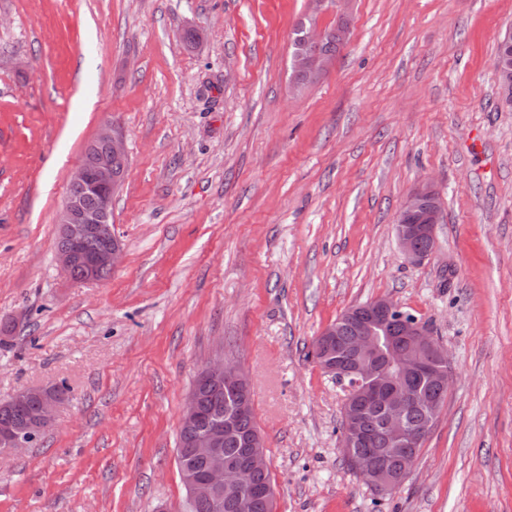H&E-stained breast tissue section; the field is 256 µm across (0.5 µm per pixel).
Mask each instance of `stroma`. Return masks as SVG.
<instances>
[{"label":"stroma","mask_w":512,"mask_h":512,"mask_svg":"<svg viewBox=\"0 0 512 512\" xmlns=\"http://www.w3.org/2000/svg\"><path fill=\"white\" fill-rule=\"evenodd\" d=\"M307 0H0V400L66 383L0 461V512H183L176 442L201 367L239 362L276 512H512V0H354L333 71L295 89ZM200 38L192 45L185 30ZM128 155L124 257L64 278L57 218L104 123ZM432 182L436 249L395 216ZM379 296L425 321L448 396L378 496L341 451L314 336ZM408 216H418L417 223L407 224ZM440 218L441 206L435 188L430 182L419 184L400 207L395 222L397 243L407 262L419 264L433 255L435 227ZM422 242L426 248L421 247Z\"/></svg>","instance_id":"obj_1"}]
</instances>
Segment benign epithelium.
<instances>
[{
    "instance_id": "1",
    "label": "benign epithelium",
    "mask_w": 512,
    "mask_h": 512,
    "mask_svg": "<svg viewBox=\"0 0 512 512\" xmlns=\"http://www.w3.org/2000/svg\"><path fill=\"white\" fill-rule=\"evenodd\" d=\"M335 63L336 59L331 56L316 62L303 53L293 55V68L300 77L319 79L330 73ZM494 68L500 90L511 104L512 66L498 61ZM125 156L122 136L107 123L72 172L70 184L84 187L98 197L100 203L90 207L82 199L69 195L59 212L60 235L68 244L57 249L56 261L67 278L72 277L73 269L79 263L83 264L84 281H98L102 272L113 271L121 263L122 243L112 229V197L122 184L123 174L113 168L112 159ZM440 218L441 206L435 188L429 182L419 184L396 216V239L407 262L420 264L433 255L435 227ZM89 235L106 240V247L92 254L82 253L80 244ZM398 311L400 307L386 296L352 306L315 336L313 346L316 363L343 383L347 391L342 407L344 456L353 470L379 495L392 493L403 482L414 468L417 456L412 452L405 454L396 467L372 466L368 456L358 451L365 442L366 416L362 414V408L378 394H385L380 407L383 434L391 449H411L424 441L436 424L451 375L447 352L433 339L428 325L414 315L401 316V323L396 325L393 316ZM342 325L353 329V339L348 344L352 354L350 359L339 356L334 346L335 336L339 335ZM389 327L396 330L400 342L381 356L376 336ZM198 379L232 391L235 402L224 412V424L197 431L191 448L204 467L199 474H191L186 479L187 502H209L229 492L237 512H253L258 497L275 507L272 486L254 491L247 483L248 472L268 470L264 439L259 430L244 437L242 462L224 460V435L235 430L239 419L253 415L251 389L240 365L217 357L199 371ZM198 400L197 389H191L182 412L184 423L194 425L199 422ZM30 401L39 407L33 423L25 429L1 426V447L10 450L29 447L34 434H42L50 427L55 411L62 403V399L47 387H29L0 404L19 408ZM412 405L421 411V417L416 421L409 418Z\"/></svg>"
}]
</instances>
